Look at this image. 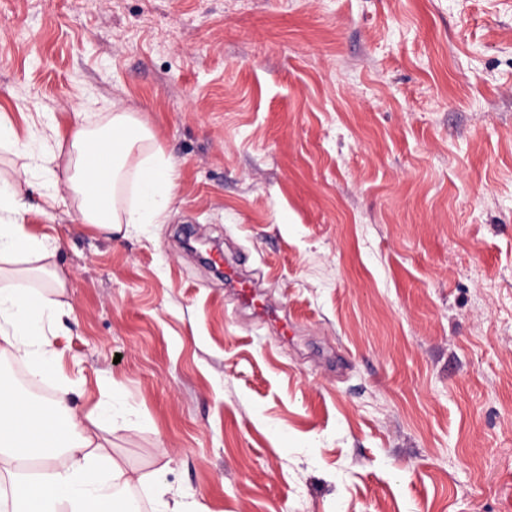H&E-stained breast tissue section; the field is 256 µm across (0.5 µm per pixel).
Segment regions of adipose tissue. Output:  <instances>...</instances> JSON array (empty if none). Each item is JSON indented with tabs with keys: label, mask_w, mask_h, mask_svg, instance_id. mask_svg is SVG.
<instances>
[{
	"label": "adipose tissue",
	"mask_w": 512,
	"mask_h": 512,
	"mask_svg": "<svg viewBox=\"0 0 512 512\" xmlns=\"http://www.w3.org/2000/svg\"><path fill=\"white\" fill-rule=\"evenodd\" d=\"M95 155L108 156V165L90 167ZM68 170L80 221L109 235L158 223L177 195L172 162L135 114L117 105L103 115L101 130L75 131ZM27 177L21 170L14 179H0V264L40 262L51 286L61 289L65 283L48 263L53 242L23 222ZM100 185L109 193L98 203L93 196ZM8 281L0 288V360L25 363L35 384L57 358L47 333L61 326L71 309L44 298L25 277L12 275ZM74 393L73 380L63 376L51 397L32 402L21 398L12 379L0 376V475L10 483L0 505L5 512H132V478L97 450L87 428L95 417L80 412ZM32 456L41 463L34 476L27 471Z\"/></svg>",
	"instance_id": "ef3b65f1"
}]
</instances>
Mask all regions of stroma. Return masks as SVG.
Masks as SVG:
<instances>
[{"mask_svg": "<svg viewBox=\"0 0 512 512\" xmlns=\"http://www.w3.org/2000/svg\"><path fill=\"white\" fill-rule=\"evenodd\" d=\"M136 112L165 223L64 183L75 106ZM52 123L57 375L135 483L205 512H512V0H0V121ZM239 251L282 339L185 248Z\"/></svg>", "mask_w": 512, "mask_h": 512, "instance_id": "1", "label": "stroma"}]
</instances>
